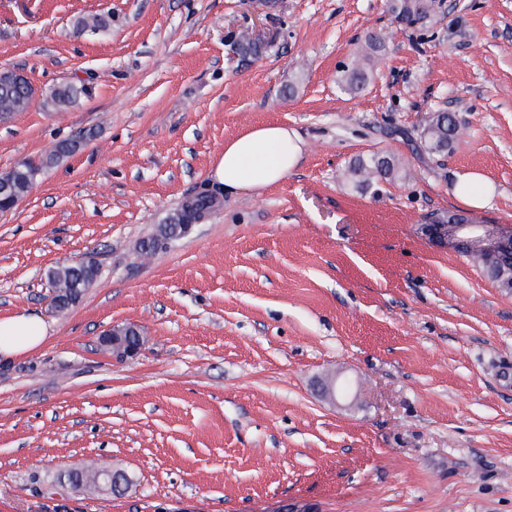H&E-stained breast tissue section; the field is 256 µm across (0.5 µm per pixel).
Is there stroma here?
I'll list each match as a JSON object with an SVG mask.
<instances>
[{"instance_id":"stroma-1","label":"stroma","mask_w":512,"mask_h":512,"mask_svg":"<svg viewBox=\"0 0 512 512\" xmlns=\"http://www.w3.org/2000/svg\"><path fill=\"white\" fill-rule=\"evenodd\" d=\"M391 0H0V67L34 88L0 121V174L36 167L0 214V316L40 314L36 351L0 361V512H512V292L433 244L427 216L512 225V0H440L426 27ZM101 14L108 30L76 33ZM390 34L356 96L340 70ZM258 56L241 60L243 38ZM88 87L56 107L54 88ZM463 126L419 162L396 127ZM279 122L300 165L150 257L139 245L203 183L224 143ZM83 148L44 166L60 141ZM408 181L354 188L355 158ZM480 174L490 202L452 187ZM98 276L52 312L55 267ZM133 324L142 351L100 343ZM348 381L326 401L320 379ZM102 459L124 494L72 486ZM409 171L390 153H374L356 158L348 167L349 181L357 189L369 187L379 180H406ZM480 178L473 173L465 172L457 176L455 191L457 196L466 204L482 207L488 202V197L480 189ZM130 330H135L138 332V329L135 326H114L112 327V336L109 333L103 336V341L112 340V352L120 355L121 357H132L137 355L142 347V343L138 345L129 346L126 348V344L123 343V338L126 332Z\"/></svg>"}]
</instances>
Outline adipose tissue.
I'll return each instance as SVG.
<instances>
[{"label":"adipose tissue","instance_id":"ef3b65f1","mask_svg":"<svg viewBox=\"0 0 512 512\" xmlns=\"http://www.w3.org/2000/svg\"><path fill=\"white\" fill-rule=\"evenodd\" d=\"M305 143L288 126L254 125L224 143L213 169V182L227 194L259 190L284 180L301 162ZM48 336V325L37 314L18 312L0 318V357L7 359L36 350Z\"/></svg>","mask_w":512,"mask_h":512}]
</instances>
